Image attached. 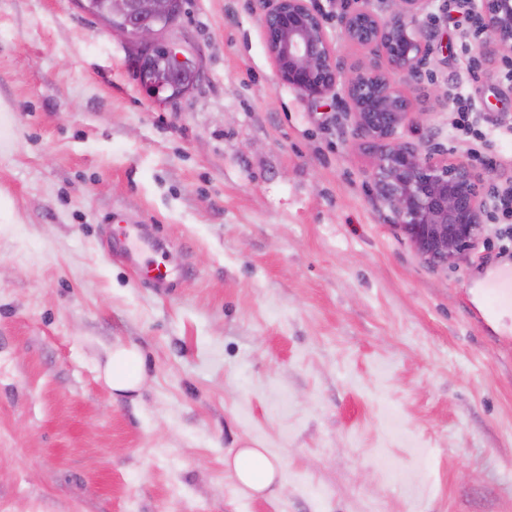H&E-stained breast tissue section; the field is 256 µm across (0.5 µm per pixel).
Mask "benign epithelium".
Instances as JSON below:
<instances>
[{
  "instance_id": "obj_1",
  "label": "benign epithelium",
  "mask_w": 512,
  "mask_h": 512,
  "mask_svg": "<svg viewBox=\"0 0 512 512\" xmlns=\"http://www.w3.org/2000/svg\"><path fill=\"white\" fill-rule=\"evenodd\" d=\"M429 0H356L332 17L312 0H258L267 50L282 83L309 99L336 91L341 69L326 30L329 20L343 37L369 53L345 82L343 114L356 135L376 151L371 190L391 212L395 226L432 268L446 271L466 259L484 236L497 189L463 161L441 158L396 140L400 128L418 120L411 98L389 74L419 86L432 74L430 33L415 24ZM476 31L489 34L482 54L495 60L512 52V0H460ZM169 0H113L105 22L129 36L142 51L158 44L157 16Z\"/></svg>"
}]
</instances>
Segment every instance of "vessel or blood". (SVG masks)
<instances>
[{
	"label": "vessel or blood",
	"instance_id": "b4317fda",
	"mask_svg": "<svg viewBox=\"0 0 512 512\" xmlns=\"http://www.w3.org/2000/svg\"><path fill=\"white\" fill-rule=\"evenodd\" d=\"M106 244L110 253L130 261L139 276L155 288H175L183 275L164 263L145 257V250L154 248L155 242L141 224H111L106 230ZM491 309L512 308V274L500 280L488 291Z\"/></svg>",
	"mask_w": 512,
	"mask_h": 512
}]
</instances>
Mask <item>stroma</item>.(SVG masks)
I'll return each mask as SVG.
<instances>
[{"label":"stroma","instance_id":"obj_1","mask_svg":"<svg viewBox=\"0 0 512 512\" xmlns=\"http://www.w3.org/2000/svg\"><path fill=\"white\" fill-rule=\"evenodd\" d=\"M432 18L398 139L511 184L512 139L474 148L512 126V64L470 69L485 37L453 0ZM160 39L200 76L184 97L150 96L136 45L77 0H0V512H512V312L477 286L512 262L504 225L426 264L336 98L280 81L256 0H186ZM118 213L183 287L104 253ZM117 344L137 391L102 378ZM245 447L281 486L241 492Z\"/></svg>","mask_w":512,"mask_h":512}]
</instances>
